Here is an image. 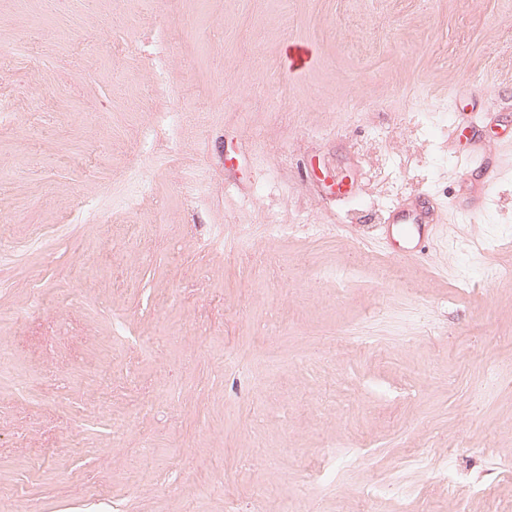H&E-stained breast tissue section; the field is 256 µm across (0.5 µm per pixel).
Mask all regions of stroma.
<instances>
[{
  "label": "stroma",
  "mask_w": 512,
  "mask_h": 512,
  "mask_svg": "<svg viewBox=\"0 0 512 512\" xmlns=\"http://www.w3.org/2000/svg\"><path fill=\"white\" fill-rule=\"evenodd\" d=\"M1 220L10 512H512L506 0H0ZM433 214L416 200L407 198L399 202L380 224L383 233L401 242L407 252H419L425 246L430 235V226L434 224Z\"/></svg>",
  "instance_id": "1"
}]
</instances>
